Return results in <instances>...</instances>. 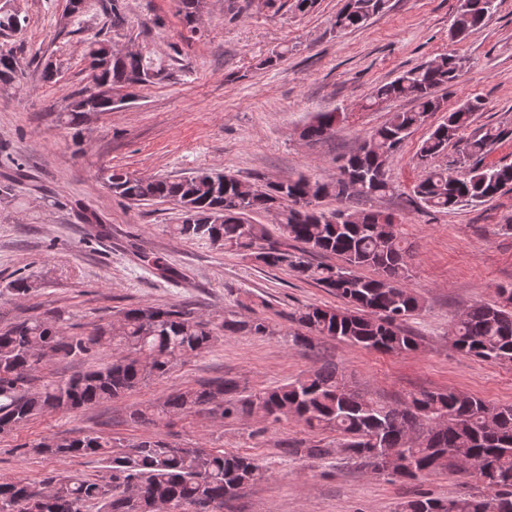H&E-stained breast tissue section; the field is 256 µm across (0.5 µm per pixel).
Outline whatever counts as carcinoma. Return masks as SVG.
<instances>
[{
    "mask_svg": "<svg viewBox=\"0 0 512 512\" xmlns=\"http://www.w3.org/2000/svg\"><path fill=\"white\" fill-rule=\"evenodd\" d=\"M387 0H347L336 14L339 31L356 30L386 7ZM183 18L196 32L195 15L202 0H181ZM496 0H461L455 24L465 36L483 26ZM112 32L125 27L124 0H100ZM23 19L0 9V31L17 32ZM89 76L110 88L150 83L167 68L147 54L109 55L95 42L88 52ZM462 64L453 55L404 71L371 92L375 103L410 98L415 107L397 112L373 131L340 166L334 181L312 182L304 176L262 184L221 172H200L181 179L137 177L107 170L102 179L120 197L145 201L189 203L188 219L172 227L183 239H206L212 245L249 257L328 290L344 302L340 308L307 306L288 315V332L297 347H312L313 337L328 336L362 348L409 354L420 339L404 324L423 309L407 288L411 277L409 250L395 217L381 212L353 211L339 206L326 211L319 202L334 197L385 195L392 191L386 166L411 130L432 112L444 111L438 89L454 85ZM23 71L16 53L0 49V86L20 83ZM480 99H467L448 112L425 138L416 154L426 174L413 194L425 207L446 211L464 204L484 203L512 189V163L486 167L490 147L512 131L487 128L463 142L461 157L451 168H432L431 159L467 130ZM333 112L317 114L300 133L307 140L330 136ZM277 210L278 235L250 215ZM339 257V263L317 262L316 256ZM371 268L375 276L362 270ZM497 304L477 303L463 312L451 329L452 346L485 361L512 364V288L498 290ZM60 316L27 319L0 331V436L11 435L49 413L75 412L104 399H117L154 377L167 374L179 361L210 348L220 337L246 331L264 336L262 319L204 320L178 305H145L123 311L120 328L99 326L88 334L68 333ZM101 348L112 350V362L65 380L40 382L42 363L52 359L85 358ZM200 412L220 417H258L273 424L291 417L308 430L336 432L334 444L283 442L287 456L321 459L338 451L347 460L387 471L380 448H397L410 469L399 477L415 480L445 471L458 462L476 461L481 477L447 501L426 495L407 500L399 512H512V405H491L466 392H420L401 406L381 404L347 387L333 367L318 368L303 378L258 393L241 394L232 379L215 378L166 395L158 404L130 415L139 425ZM122 444L86 434L46 437L16 449L63 459L93 456L104 463L101 479L46 476L41 486L23 479L0 481V512H154L167 503L179 512H224L249 483L265 477L254 459L203 448L179 447L164 438L148 437L120 450Z\"/></svg>",
    "mask_w": 512,
    "mask_h": 512,
    "instance_id": "cac0c4a2",
    "label": "carcinoma"
}]
</instances>
